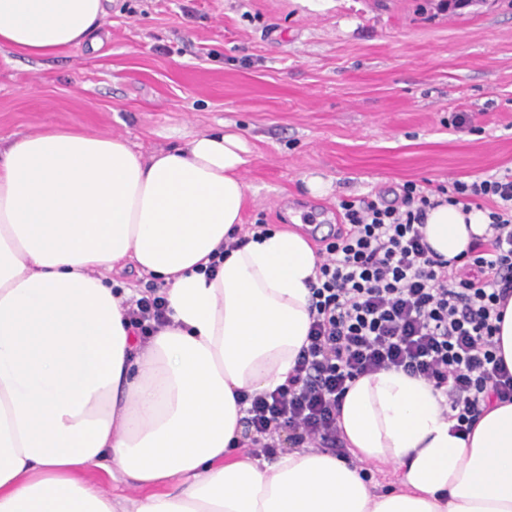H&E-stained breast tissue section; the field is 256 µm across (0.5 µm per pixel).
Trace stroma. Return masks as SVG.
<instances>
[{
  "instance_id": "35a3bbf8",
  "label": "stroma",
  "mask_w": 512,
  "mask_h": 512,
  "mask_svg": "<svg viewBox=\"0 0 512 512\" xmlns=\"http://www.w3.org/2000/svg\"><path fill=\"white\" fill-rule=\"evenodd\" d=\"M101 38L0 51L1 140L50 124L149 153L227 124L250 150L244 224L298 215L313 241L341 200L512 170V0H113Z\"/></svg>"
}]
</instances>
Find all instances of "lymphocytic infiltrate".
<instances>
[{
    "label": "lymphocytic infiltrate",
    "mask_w": 512,
    "mask_h": 512,
    "mask_svg": "<svg viewBox=\"0 0 512 512\" xmlns=\"http://www.w3.org/2000/svg\"><path fill=\"white\" fill-rule=\"evenodd\" d=\"M451 205L489 203L488 232L447 260L425 241L436 202L416 182L393 201L380 194L342 200L343 222L324 239L310 282L307 344L284 384L246 410V447L273 455L281 445L342 451L337 416L356 378L403 370L442 390L456 424L469 432L487 399L512 401V372L495 335L512 298V173L438 186ZM153 283L129 311L139 336L167 321Z\"/></svg>",
    "instance_id": "lymphocytic-infiltrate-1"
}]
</instances>
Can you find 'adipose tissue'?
I'll return each instance as SVG.
<instances>
[{
  "mask_svg": "<svg viewBox=\"0 0 512 512\" xmlns=\"http://www.w3.org/2000/svg\"><path fill=\"white\" fill-rule=\"evenodd\" d=\"M111 8L0 0V50L56 56ZM246 152L221 130L144 154L54 125L0 146V512H512V402L489 404L463 439L442 393L401 371L345 394L350 460L236 452L239 394L283 384L306 343L319 260L290 229L228 249ZM488 224L445 203L424 233L451 259ZM129 265L169 302L170 325L146 341L126 317L130 289L113 287ZM364 464L393 466V486ZM98 473L132 495L91 483Z\"/></svg>",
  "mask_w": 512,
  "mask_h": 512,
  "instance_id": "ef3b65f1",
  "label": "adipose tissue"
}]
</instances>
